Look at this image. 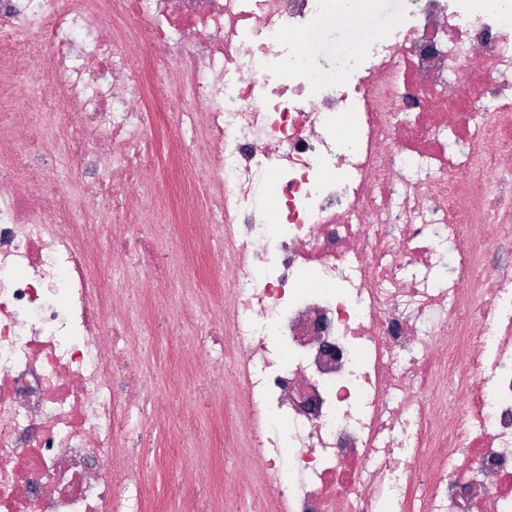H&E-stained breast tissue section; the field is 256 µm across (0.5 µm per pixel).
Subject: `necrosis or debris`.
<instances>
[{
    "label": "necrosis or debris",
    "instance_id": "necrosis-or-debris-1",
    "mask_svg": "<svg viewBox=\"0 0 512 512\" xmlns=\"http://www.w3.org/2000/svg\"><path fill=\"white\" fill-rule=\"evenodd\" d=\"M377 4L0 0V512H142L161 399L125 297L186 265L174 189L217 297L193 363L237 353L232 402L213 376L195 409L247 413L272 512H512V267L485 250L512 245V10L413 0L372 33ZM333 19L348 64L308 73ZM172 66L169 138L140 102ZM19 74L59 111H16Z\"/></svg>",
    "mask_w": 512,
    "mask_h": 512
}]
</instances>
